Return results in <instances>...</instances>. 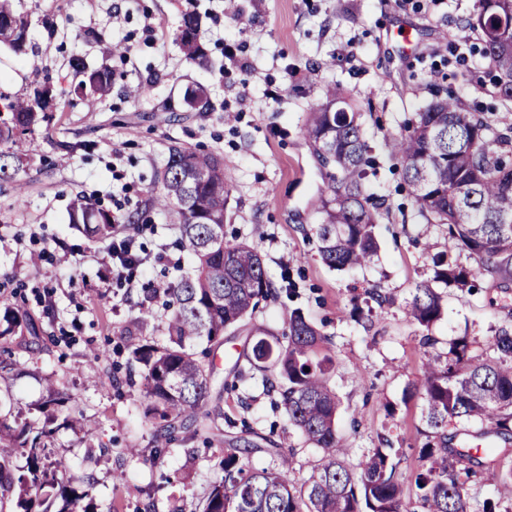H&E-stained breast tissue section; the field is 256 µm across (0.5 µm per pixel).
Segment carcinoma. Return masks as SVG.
Wrapping results in <instances>:
<instances>
[{
  "instance_id": "1",
  "label": "carcinoma",
  "mask_w": 512,
  "mask_h": 512,
  "mask_svg": "<svg viewBox=\"0 0 512 512\" xmlns=\"http://www.w3.org/2000/svg\"><path fill=\"white\" fill-rule=\"evenodd\" d=\"M468 27L481 33L482 53L488 59L489 82L497 97L512 102V0H479ZM201 17L182 15L178 42L185 58L206 61L197 42ZM29 22L19 11L18 0H0V45L18 57L26 55ZM71 67L83 74L74 92L94 107L112 90V70L88 69L79 57ZM65 96L49 82L27 97L0 95V145L14 142L50 122L52 112ZM325 103L311 109L305 136L311 140L325 169L328 195L315 204L318 214V254L336 270L365 266L377 253L375 226L382 203L367 191L376 161L364 136L360 113L345 101L343 90L326 88ZM344 107L341 112L336 106ZM390 154L400 164L401 175L419 216L430 224L446 226L448 249L468 252L478 261L472 270L441 257L435 262L432 281L415 288L407 315L428 328L443 315L442 296L435 283L466 288L482 272L512 281V136L501 132L481 115L467 109L449 94L431 102L399 133L389 136ZM23 167L19 155L0 150V180L13 179ZM220 154L203 152L174 143L160 173L155 205L171 214L180 228L179 246L194 259L192 270L170 288L165 297V340L148 341L154 312L152 303L124 326L122 335L138 368L131 384L140 387L147 409L156 421L154 453L169 451L172 422L191 428L199 420L211 422L223 416L207 409L214 373L207 361L211 349L224 341V333L237 327L263 301L291 295L295 285L275 289L269 281L260 251L245 242L231 240L224 224L229 189ZM69 222L87 237L112 239V214L82 197L69 206ZM204 342L202 355L191 343ZM329 338L299 310L288 315V337L279 342L259 336L243 352L248 368L242 378L261 373L265 384H276L288 426L298 431L317 450L318 459L309 478L296 484L290 478L288 455L268 449L272 464L256 467L250 454L257 451L253 431L241 435L224 449L223 475L214 483L201 512H469L466 483L484 469L467 444L454 445L448 425L478 426L475 436L486 441L483 452L493 450L492 437L512 435V327L495 334L489 353L473 356L466 338L436 348L437 340L423 337L428 362L421 386L415 392L424 401L422 418L425 442L419 448L421 465L412 475L415 499L405 497L395 478L398 448H376L352 464L341 447L337 432L340 401L331 387L334 360ZM64 400L55 392L44 409L48 421L62 425L85 439V429L74 412H64ZM54 429L35 431L19 416L0 410V447L11 448L25 464L11 470L0 456V501L16 496L20 512H96L85 494L78 492L74 477L48 461L46 439ZM467 463L464 468L459 463Z\"/></svg>"
}]
</instances>
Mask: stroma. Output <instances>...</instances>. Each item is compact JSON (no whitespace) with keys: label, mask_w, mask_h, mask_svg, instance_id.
Segmentation results:
<instances>
[{"label":"stroma","mask_w":512,"mask_h":512,"mask_svg":"<svg viewBox=\"0 0 512 512\" xmlns=\"http://www.w3.org/2000/svg\"><path fill=\"white\" fill-rule=\"evenodd\" d=\"M29 28L28 60L0 46V93L31 94L45 79L77 85L70 66L79 56L114 73L112 92L95 110L73 98L49 125L12 144L24 167L0 181V311L25 312L39 333H6L0 318V361L23 369L10 382L20 420L42 428L39 410L49 389L80 412L92 431L83 443L72 430L48 439L51 460L68 467L98 512H197L214 482L226 439L250 425L263 467L280 446L293 462L295 482L307 479L316 452L289 431L277 390L237 383L239 351L255 336L282 333L300 309L330 338L332 382L342 406L338 435L354 456L389 438L402 451L398 477L412 495L419 467L423 401L409 396L426 360L421 345L467 337L481 355L496 330L512 323V283L488 275L473 288H441L444 314L424 328L404 315L416 286L433 277L432 259L448 255L469 268L468 252L449 250L444 226L418 217L384 144L436 92H451L499 130L512 127L486 74L477 32L467 20L479 0H21ZM202 22L198 41L212 68L187 61L177 44L182 11ZM337 83L362 115L380 167L369 191L385 201L375 232L379 248L363 269L327 267L317 252L311 204L326 191L324 169L304 134L326 85ZM203 88L208 111L189 108L187 90ZM214 151L228 162L224 222L263 256L274 287L293 296L262 303L217 350L211 398L224 410L217 426L191 437L173 422L167 454L153 452L154 426L146 403L129 387L122 328L148 289L163 288L187 271L177 225L152 197L172 142ZM123 220L138 219L137 245L146 262L118 278L112 250L69 223L75 196ZM384 302H377V295ZM107 358L97 361L95 350ZM140 448L138 458L124 454Z\"/></svg>","instance_id":"stroma-1"}]
</instances>
